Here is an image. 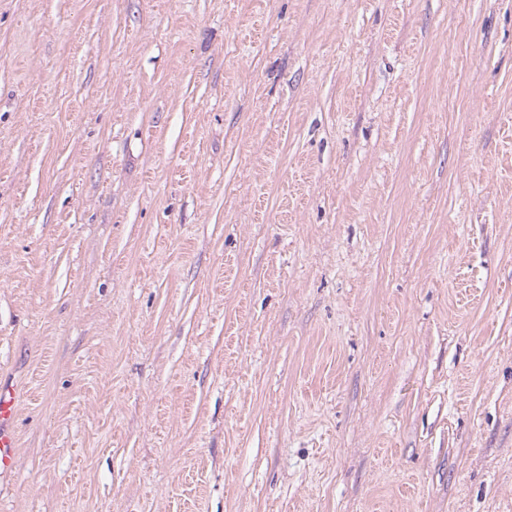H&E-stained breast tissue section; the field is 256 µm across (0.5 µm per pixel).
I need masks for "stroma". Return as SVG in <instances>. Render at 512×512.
Instances as JSON below:
<instances>
[{"mask_svg": "<svg viewBox=\"0 0 512 512\" xmlns=\"http://www.w3.org/2000/svg\"><path fill=\"white\" fill-rule=\"evenodd\" d=\"M0 512H512V0H0ZM17 397L12 388L0 385V473L10 471L14 464L15 440L8 424L15 415Z\"/></svg>", "mask_w": 512, "mask_h": 512, "instance_id": "1", "label": "stroma"}]
</instances>
